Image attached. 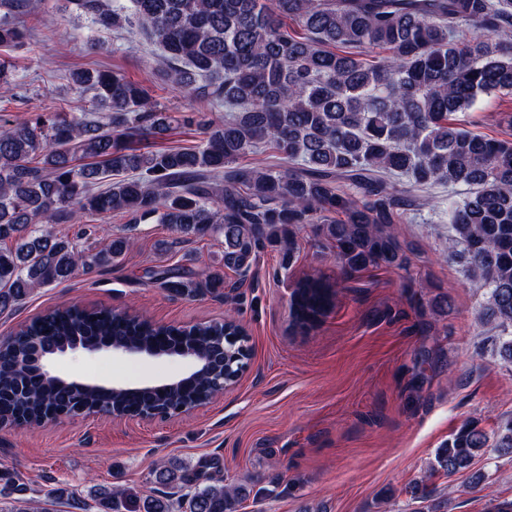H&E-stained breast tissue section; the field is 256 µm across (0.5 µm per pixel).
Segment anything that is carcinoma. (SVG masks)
Listing matches in <instances>:
<instances>
[{
  "label": "carcinoma",
  "mask_w": 512,
  "mask_h": 512,
  "mask_svg": "<svg viewBox=\"0 0 512 512\" xmlns=\"http://www.w3.org/2000/svg\"><path fill=\"white\" fill-rule=\"evenodd\" d=\"M103 28L134 29L165 53L161 78L199 102L224 105V120L201 109L174 114L138 84L109 71H79L73 89L96 106L78 115H37L0 128V314L37 287L104 269L130 247L119 237L79 250L54 224L86 214L126 213L167 224L180 237H224V267L239 270L270 246L293 256L295 228L331 242L347 278L370 267L408 270L393 225L446 188L450 254L486 290L481 321L500 331L498 355L512 365V138H487L455 116L481 95L512 96V0H70ZM28 0H0V46H23ZM197 127L189 148L149 141L173 126ZM268 152L273 164L242 160ZM469 196L457 200V188ZM150 278L194 299L224 287V275ZM334 285L300 282L292 301L301 328L332 306ZM221 322L154 326L106 309H55L0 341V427L37 422L52 408L148 409L192 404L202 378L170 395L114 391L39 371L34 359L61 345L109 339L208 353L224 343L227 376L239 371L247 336ZM489 437L464 422L415 483L469 468ZM494 449L512 453V419ZM209 463L189 471L161 463L162 494L140 502L124 488L99 487L96 512H238L250 490L207 483ZM18 474L0 469V512H47ZM47 499L74 492L54 487Z\"/></svg>",
  "instance_id": "1"
}]
</instances>
